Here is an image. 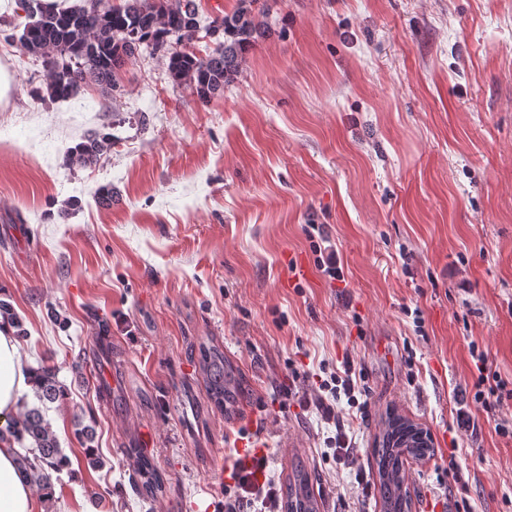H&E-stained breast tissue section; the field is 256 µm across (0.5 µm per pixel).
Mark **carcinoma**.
<instances>
[{"mask_svg": "<svg viewBox=\"0 0 512 512\" xmlns=\"http://www.w3.org/2000/svg\"><path fill=\"white\" fill-rule=\"evenodd\" d=\"M267 0H237L235 9L216 18L206 33L216 40L214 50L199 56L189 50H174L172 43L189 44L200 25L196 0H87L83 5L48 7L32 0L37 19L24 27L20 37L27 54L43 59L47 68L45 104L76 97L93 84L104 91L119 88L120 72L132 59L152 48L148 56L168 58V73L174 85L185 87L201 101L224 93L238 73L242 58L265 33L260 17L266 14ZM112 148V136L94 134L68 151L69 162L87 167ZM0 321L15 329V336H28L23 321L12 304L0 298ZM198 367L215 408L233 411L241 390L239 374L224 356L223 348L203 341L198 346ZM65 387L55 372H36L34 393L42 404L64 396ZM413 423L398 410L385 412L382 430L371 455L375 469V489L381 512H412L413 499L405 461L424 460L433 454V444L411 434ZM8 434L26 453L18 454L23 478L43 489L51 487L52 474L69 465L59 439L41 408H27L7 417L0 435ZM127 457L140 479V492L155 497L163 491L164 479L153 460L141 448H130ZM285 512H320L314 495L312 474L306 463L296 459L285 491Z\"/></svg>", "mask_w": 512, "mask_h": 512, "instance_id": "cac0c4a2", "label": "carcinoma"}]
</instances>
